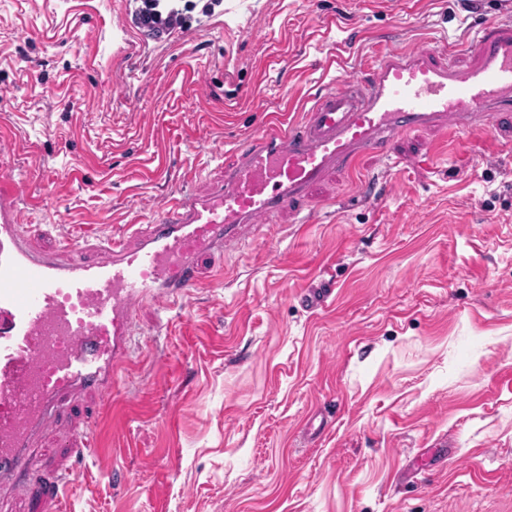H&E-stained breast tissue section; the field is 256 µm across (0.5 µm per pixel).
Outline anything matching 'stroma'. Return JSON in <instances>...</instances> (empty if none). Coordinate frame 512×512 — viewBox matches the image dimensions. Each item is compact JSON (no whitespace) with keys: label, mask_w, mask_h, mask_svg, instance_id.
<instances>
[{"label":"stroma","mask_w":512,"mask_h":512,"mask_svg":"<svg viewBox=\"0 0 512 512\" xmlns=\"http://www.w3.org/2000/svg\"><path fill=\"white\" fill-rule=\"evenodd\" d=\"M141 7L0 0V165L65 258L219 179L267 114L335 86L329 58L447 43L465 66L512 22V0H189L158 33ZM511 144L512 112L452 142L414 128L202 256L166 316L139 306L111 403L42 439L44 469L78 473L56 512H512Z\"/></svg>","instance_id":"1"}]
</instances>
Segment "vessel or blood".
Returning <instances> with one entry per match:
<instances>
[{"label":"vessel or blood","instance_id":"1","mask_svg":"<svg viewBox=\"0 0 512 512\" xmlns=\"http://www.w3.org/2000/svg\"><path fill=\"white\" fill-rule=\"evenodd\" d=\"M474 61L392 51L320 91L300 122L267 117L225 161L220 182L170 197L136 242L111 240L85 263L47 253L20 219V183L0 176V500L40 477L41 434L88 392L112 396L136 311L171 308L197 287L198 259L238 245L244 227L290 208L408 129L463 134L512 112V24L479 36Z\"/></svg>","mask_w":512,"mask_h":512}]
</instances>
